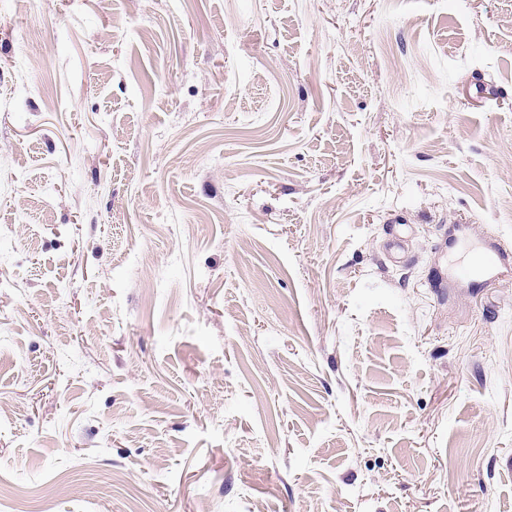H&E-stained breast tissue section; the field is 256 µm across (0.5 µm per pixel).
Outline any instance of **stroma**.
<instances>
[{
    "mask_svg": "<svg viewBox=\"0 0 512 512\" xmlns=\"http://www.w3.org/2000/svg\"><path fill=\"white\" fill-rule=\"evenodd\" d=\"M512 0H0V512H512ZM512 273V252L497 242L477 254L470 264L454 271L457 279L473 288H489L500 277Z\"/></svg>",
    "mask_w": 512,
    "mask_h": 512,
    "instance_id": "35a3bbf8",
    "label": "stroma"
}]
</instances>
